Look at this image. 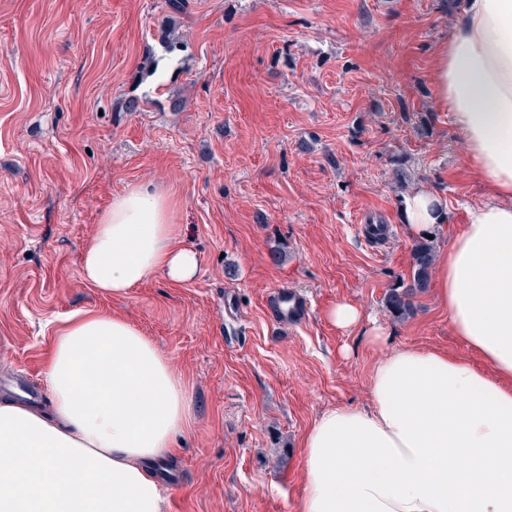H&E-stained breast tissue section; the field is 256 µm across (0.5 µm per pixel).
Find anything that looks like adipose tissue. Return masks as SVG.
Listing matches in <instances>:
<instances>
[{
	"mask_svg": "<svg viewBox=\"0 0 512 512\" xmlns=\"http://www.w3.org/2000/svg\"><path fill=\"white\" fill-rule=\"evenodd\" d=\"M436 101L485 187L438 259L439 298L462 357L403 347L376 364L369 409L335 407L307 431L299 512H512V0H462L436 57ZM167 195L113 197L83 276L126 296L156 272L191 280ZM439 196L404 205L413 234L442 223ZM49 412L0 401V512H167L154 465L186 429L182 376L120 315H73L46 370Z\"/></svg>",
	"mask_w": 512,
	"mask_h": 512,
	"instance_id": "adipose-tissue-1",
	"label": "adipose tissue"
}]
</instances>
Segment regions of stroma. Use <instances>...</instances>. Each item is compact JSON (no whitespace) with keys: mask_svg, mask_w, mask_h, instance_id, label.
<instances>
[{"mask_svg":"<svg viewBox=\"0 0 512 512\" xmlns=\"http://www.w3.org/2000/svg\"><path fill=\"white\" fill-rule=\"evenodd\" d=\"M169 2L0 0V399L48 407L56 329L78 311L124 316L191 402L167 512H297L306 431L331 408H368L377 361L468 353L435 285L408 318L385 307L411 278L404 196L442 199L438 251L485 196L435 103L457 0ZM137 185L172 198L199 269L111 298L83 280L82 254ZM285 290L307 306L292 324L269 311ZM341 301L361 327L328 320Z\"/></svg>","mask_w":512,"mask_h":512,"instance_id":"1","label":"stroma"}]
</instances>
